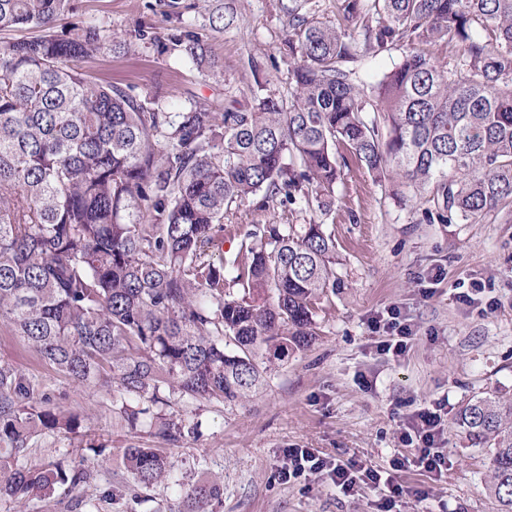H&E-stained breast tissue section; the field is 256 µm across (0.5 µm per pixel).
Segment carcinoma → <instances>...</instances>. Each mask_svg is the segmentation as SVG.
<instances>
[{"label": "carcinoma", "mask_w": 512, "mask_h": 512, "mask_svg": "<svg viewBox=\"0 0 512 512\" xmlns=\"http://www.w3.org/2000/svg\"><path fill=\"white\" fill-rule=\"evenodd\" d=\"M74 0H0V31L37 29L0 45V319L71 381L115 387L113 409L150 412L166 389L245 401L275 361L319 335L320 300L341 287L326 225L255 224L228 259H204L224 214L249 198L283 207L336 200L352 160L388 175L421 204L419 224L477 223L512 208V0H341L364 46L403 49L374 84L360 83L356 39L291 0L288 97L231 100L224 115L175 116L156 98L91 78L78 62L114 43L88 24L50 29ZM172 49L212 72L192 34ZM448 53L441 64L420 49ZM164 145H159L157 136ZM456 424L489 457L486 492L512 512V397L465 402ZM78 418L30 379L0 366V502L58 490L85 512V461L30 465L29 441L73 432ZM183 420L156 434L176 441ZM135 492L166 479L153 448L125 449ZM219 488L180 490L178 512H212Z\"/></svg>", "instance_id": "carcinoma-1"}]
</instances>
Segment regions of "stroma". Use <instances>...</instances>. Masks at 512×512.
<instances>
[{"mask_svg":"<svg viewBox=\"0 0 512 512\" xmlns=\"http://www.w3.org/2000/svg\"><path fill=\"white\" fill-rule=\"evenodd\" d=\"M75 13L54 28L93 23L119 41L81 62L94 79L158 98L170 112L206 106L223 112L225 100L246 101L257 90L287 94L297 60L285 45L289 0H75ZM236 13L230 29L210 21L216 6ZM193 32L218 64L206 73L170 51V35ZM415 202L398 203L389 184L373 182L356 166L344 169L329 213L317 207H260L250 198L225 216L245 232L253 224H326L342 259L341 289L323 302L315 343L273 366L267 383L241 404L168 395L156 405L178 414L192 434L169 443L146 424L129 425L112 410V395L72 383L42 360L12 325L0 320V365L33 379L56 407L78 417L73 433H46L30 442L28 461L47 464L79 458L97 469L98 491H113L102 512H173L177 485L201 478L221 485L215 512H374L379 495L362 488L344 497L324 479L281 481L288 448H314L332 458H355L377 469L417 453L402 425L417 409L446 404L443 444L450 464L442 477L409 464L400 473L411 487L428 489L422 502L400 500L397 512H496L483 483L489 460L469 447L453 419L468 399L489 390L512 394V212L479 224H420ZM478 280L471 303L460 286ZM397 308L415 335L409 352L381 354L382 333L371 321ZM155 448L173 465L175 483L122 496L130 477L121 464L131 445Z\"/></svg>","mask_w":512,"mask_h":512,"instance_id":"obj_1","label":"stroma"}]
</instances>
